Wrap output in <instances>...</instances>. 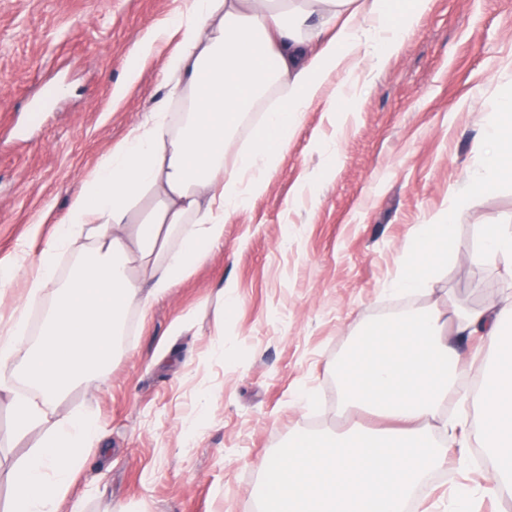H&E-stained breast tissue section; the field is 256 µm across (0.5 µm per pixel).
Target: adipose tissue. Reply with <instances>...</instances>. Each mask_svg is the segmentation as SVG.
<instances>
[{
    "mask_svg": "<svg viewBox=\"0 0 512 512\" xmlns=\"http://www.w3.org/2000/svg\"><path fill=\"white\" fill-rule=\"evenodd\" d=\"M427 0H183L138 42L127 83L158 43L177 36L165 61L166 98L104 155L71 199L65 219L36 257L0 264V285L26 277V292L0 323V392L12 397L14 430L45 433L12 475L6 512H60L100 432L93 414L50 415L79 385L108 381L129 311L189 276L224 241V220L262 195L304 112L348 100L359 53L385 66L404 47ZM401 21H390L393 9ZM260 120L246 148L245 117ZM481 170L458 187L455 209L512 174V100L487 123ZM454 215L419 227L394 287L430 290L453 249ZM69 254L66 280L58 261ZM474 263L512 273V225L489 224ZM49 303L39 339L30 310ZM486 337L491 351L478 388L453 340ZM341 408L381 417L372 431L300 436L263 463L264 512H402L431 471L444 468L466 421L443 408L455 398L479 416L480 445L493 463L490 493H512V291L497 302L437 308L367 325L336 364ZM441 434L433 436L430 427Z\"/></svg>",
    "mask_w": 512,
    "mask_h": 512,
    "instance_id": "adipose-tissue-1",
    "label": "adipose tissue"
}]
</instances>
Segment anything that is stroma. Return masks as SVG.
<instances>
[{
  "label": "stroma",
  "instance_id": "35a3bbf8",
  "mask_svg": "<svg viewBox=\"0 0 512 512\" xmlns=\"http://www.w3.org/2000/svg\"><path fill=\"white\" fill-rule=\"evenodd\" d=\"M179 5L0 0V263L41 251L100 158L163 99L170 42L114 91L134 46ZM359 59L349 114L305 112L266 192L226 220L223 246L129 313L109 382L57 405L54 420L86 410L103 432L61 512H257L263 461L296 436L380 427L339 406L335 366L363 325L500 298L497 270L471 256L485 225H512V180L464 210L431 290L390 288L417 228L477 175L482 122L512 95V0H429L387 65ZM300 390L309 403L295 404ZM42 435L17 436L0 393V512ZM466 435L418 493L422 512H450L456 485L471 512H512V496L483 493L492 469L476 423Z\"/></svg>",
  "mask_w": 512,
  "mask_h": 512
}]
</instances>
